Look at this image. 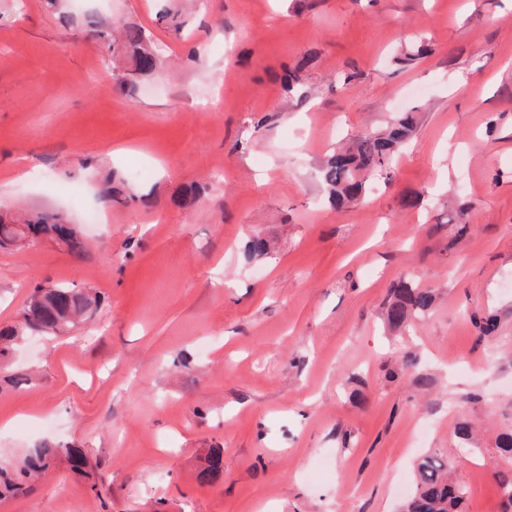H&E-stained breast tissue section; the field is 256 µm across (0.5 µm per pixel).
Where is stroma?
<instances>
[{
  "label": "stroma",
  "instance_id": "35a3bbf8",
  "mask_svg": "<svg viewBox=\"0 0 512 512\" xmlns=\"http://www.w3.org/2000/svg\"><path fill=\"white\" fill-rule=\"evenodd\" d=\"M92 20L145 30L162 71L123 89L130 60ZM409 39L429 52L397 63ZM400 112L418 124L390 178L329 206L326 154ZM109 172L156 204L109 201ZM0 204L62 213L86 248L0 249V328L38 286L103 300L0 360V465L51 440L95 474L59 458L0 512H400L431 454L464 512H501L512 0H0ZM255 236L271 258L248 256ZM402 276L437 295L408 335L383 322ZM464 418L489 427L479 447H458Z\"/></svg>",
  "mask_w": 512,
  "mask_h": 512
}]
</instances>
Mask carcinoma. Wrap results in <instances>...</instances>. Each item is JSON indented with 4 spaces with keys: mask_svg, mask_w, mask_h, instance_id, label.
<instances>
[{
    "mask_svg": "<svg viewBox=\"0 0 512 512\" xmlns=\"http://www.w3.org/2000/svg\"><path fill=\"white\" fill-rule=\"evenodd\" d=\"M101 49L114 52L112 26L106 24L94 31ZM123 42L134 60L133 73L148 75L161 64L158 46L142 29L127 26L123 29ZM416 114L402 112L389 123L386 132L367 135L346 150H334L323 159L319 176L330 202L341 205L359 199L365 189L366 178L383 176L397 153L406 144L416 127ZM12 211L0 210V241L10 240L21 233L30 244L57 242L80 258L83 242L74 228L60 222L51 212H31L18 223L11 219ZM436 302V295L417 288L406 279L398 280L390 289L384 302V318L389 327L402 329L417 317L428 313ZM101 303L97 293L63 285L41 286L29 295L15 326L0 331V359L4 358L12 343L29 333L50 335L76 324L88 313L96 314ZM477 341L488 339L498 332V318L488 316L474 319ZM77 469L86 465L87 459L79 448H60L45 442L34 448L17 469L0 466V497L18 494L24 490L25 480L46 472L61 455ZM416 486L405 500L401 512H463L465 488L451 476V466L444 456L428 455L416 464ZM503 504V512H512V468L494 473Z\"/></svg>",
    "mask_w": 512,
    "mask_h": 512,
    "instance_id": "obj_1",
    "label": "carcinoma"
}]
</instances>
